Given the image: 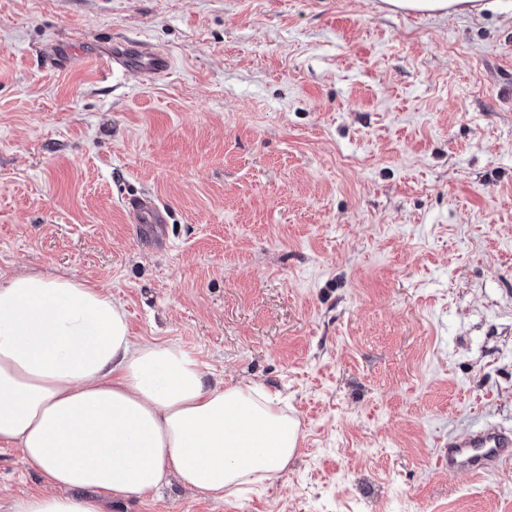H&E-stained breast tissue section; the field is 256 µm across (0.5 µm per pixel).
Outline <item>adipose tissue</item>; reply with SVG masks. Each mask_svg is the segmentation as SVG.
Listing matches in <instances>:
<instances>
[{"instance_id": "obj_1", "label": "adipose tissue", "mask_w": 512, "mask_h": 512, "mask_svg": "<svg viewBox=\"0 0 512 512\" xmlns=\"http://www.w3.org/2000/svg\"><path fill=\"white\" fill-rule=\"evenodd\" d=\"M445 17L502 0H384ZM298 420L263 387L211 383L176 343L132 336L111 294L68 274L0 280V443L51 486L6 512H103L171 479L221 499L272 481L294 459Z\"/></svg>"}]
</instances>
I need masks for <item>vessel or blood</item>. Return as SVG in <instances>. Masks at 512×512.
<instances>
[{
	"mask_svg": "<svg viewBox=\"0 0 512 512\" xmlns=\"http://www.w3.org/2000/svg\"><path fill=\"white\" fill-rule=\"evenodd\" d=\"M141 54L144 58L141 74L146 80L159 78L171 66L165 52L145 45L141 48ZM126 210L133 224H159L163 221L160 208L148 197L130 199ZM511 454L512 432L497 424L486 423L463 437L449 439L443 459L449 472L482 478L497 473Z\"/></svg>",
	"mask_w": 512,
	"mask_h": 512,
	"instance_id": "vessel-or-blood-1",
	"label": "vessel or blood"
}]
</instances>
